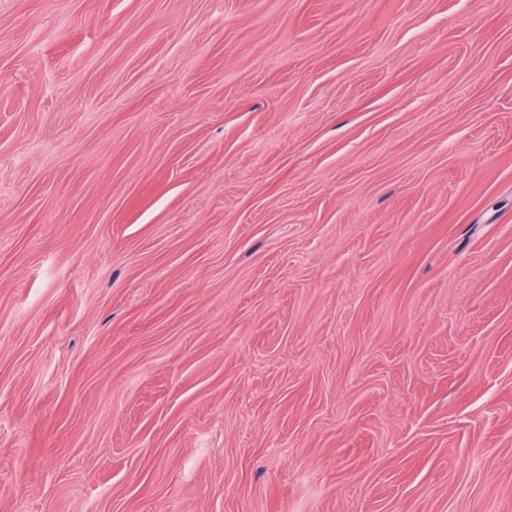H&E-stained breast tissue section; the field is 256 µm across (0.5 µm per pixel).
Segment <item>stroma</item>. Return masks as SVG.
I'll use <instances>...</instances> for the list:
<instances>
[{
  "instance_id": "35a3bbf8",
  "label": "stroma",
  "mask_w": 512,
  "mask_h": 512,
  "mask_svg": "<svg viewBox=\"0 0 512 512\" xmlns=\"http://www.w3.org/2000/svg\"><path fill=\"white\" fill-rule=\"evenodd\" d=\"M0 512H512V0H0Z\"/></svg>"
}]
</instances>
